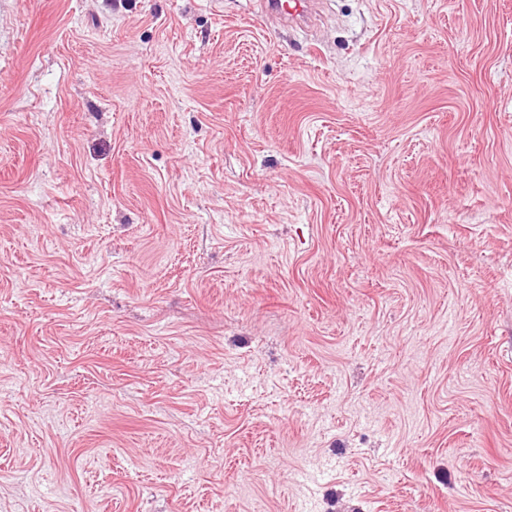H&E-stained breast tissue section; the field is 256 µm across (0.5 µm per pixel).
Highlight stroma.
<instances>
[{
    "label": "stroma",
    "instance_id": "1",
    "mask_svg": "<svg viewBox=\"0 0 512 512\" xmlns=\"http://www.w3.org/2000/svg\"><path fill=\"white\" fill-rule=\"evenodd\" d=\"M0 0V512H512V0ZM317 3L315 0H261L260 7L266 18L302 27L311 22Z\"/></svg>",
    "mask_w": 512,
    "mask_h": 512
}]
</instances>
